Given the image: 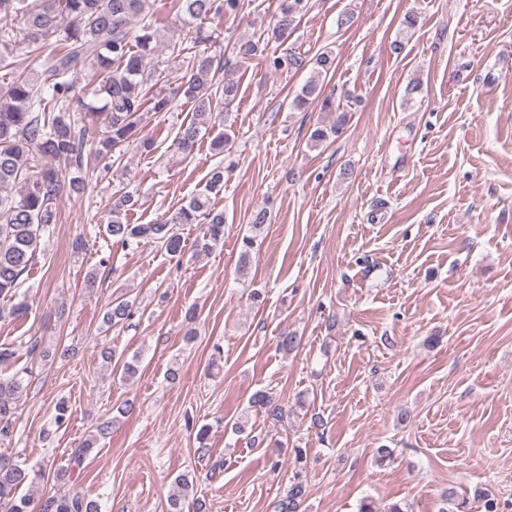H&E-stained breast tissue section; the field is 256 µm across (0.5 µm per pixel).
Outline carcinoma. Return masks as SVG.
Here are the masks:
<instances>
[{
  "label": "carcinoma",
  "mask_w": 512,
  "mask_h": 512,
  "mask_svg": "<svg viewBox=\"0 0 512 512\" xmlns=\"http://www.w3.org/2000/svg\"><path fill=\"white\" fill-rule=\"evenodd\" d=\"M184 27L195 36L181 51L189 53L187 71L174 96L152 90L150 63L157 52L160 21L154 17L150 0H0V18L17 22V28H0V297H13L21 277L35 263L44 239L50 237L58 221L56 200L64 194H80L84 183L63 175L72 167L83 169L91 159L109 162L115 153L133 142L146 151L154 139L141 135L145 112H168L174 97L193 107L194 118L181 127L174 140L178 152L188 156L200 135L215 127L216 118L237 97L232 82L213 87L214 68H224L223 60L200 49L206 44V22L232 15L240 0H174ZM308 0H281L272 30L239 45L243 59L268 57L270 42L283 40L300 21ZM43 57L42 70L33 77L26 58ZM335 58L329 51L309 59L302 53L272 59L274 67L301 70L313 66V76L292 101L304 110L320 104L321 110L336 114L330 126H317L309 136L316 147L342 133L347 109L336 93H325V79ZM92 70L96 80L92 104L76 93V80ZM224 191V168L211 170L203 188L171 216L151 224H132L128 213L137 204L130 192L114 197L106 233L112 244L123 248L153 243L171 257L181 255L184 239L179 226L205 224L207 232L197 242L203 252L224 239V212L212 207V198ZM255 238L244 237L237 273L244 277L250 269ZM134 316V304L115 299L104 315L110 325L124 324ZM26 390L24 377H0V437L10 436L19 401ZM276 416L281 408L265 391L251 398ZM301 449L295 450L296 471L276 512H297L305 495ZM62 481L67 470L48 466L27 467L0 456V512H32V500L19 494L20 488L34 486L48 476ZM179 491L169 499L168 512H184L190 490L188 478L177 479ZM41 512H98V505L79 492L48 496L40 502Z\"/></svg>",
  "instance_id": "1"
}]
</instances>
